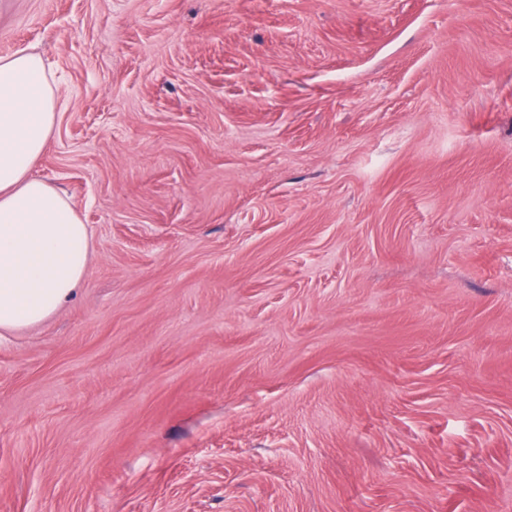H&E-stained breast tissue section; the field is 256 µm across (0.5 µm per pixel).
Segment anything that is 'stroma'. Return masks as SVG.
I'll return each mask as SVG.
<instances>
[{
	"instance_id": "1",
	"label": "stroma",
	"mask_w": 512,
	"mask_h": 512,
	"mask_svg": "<svg viewBox=\"0 0 512 512\" xmlns=\"http://www.w3.org/2000/svg\"><path fill=\"white\" fill-rule=\"evenodd\" d=\"M22 50L92 254L0 335V512H512V0H0Z\"/></svg>"
}]
</instances>
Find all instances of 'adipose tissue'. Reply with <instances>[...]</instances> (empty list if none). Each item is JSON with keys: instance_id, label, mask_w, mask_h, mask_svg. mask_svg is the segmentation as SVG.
<instances>
[{"instance_id": "1", "label": "adipose tissue", "mask_w": 512, "mask_h": 512, "mask_svg": "<svg viewBox=\"0 0 512 512\" xmlns=\"http://www.w3.org/2000/svg\"><path fill=\"white\" fill-rule=\"evenodd\" d=\"M59 108L40 55L0 57V333L47 320L88 265L87 225L61 190L31 175Z\"/></svg>"}]
</instances>
